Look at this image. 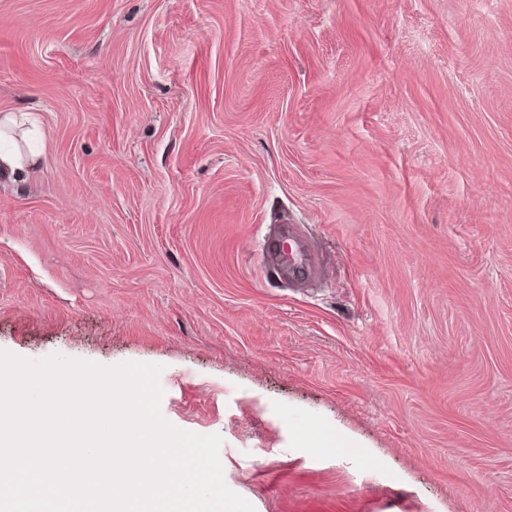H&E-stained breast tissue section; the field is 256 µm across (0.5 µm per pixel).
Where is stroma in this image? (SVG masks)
Listing matches in <instances>:
<instances>
[{"mask_svg":"<svg viewBox=\"0 0 512 512\" xmlns=\"http://www.w3.org/2000/svg\"><path fill=\"white\" fill-rule=\"evenodd\" d=\"M18 109L0 349L162 365L255 512H512V0H0ZM39 132L34 112L0 113V179L11 183H25L41 164V153L25 150L22 141L28 134ZM10 142L12 147L3 146ZM288 240H278L270 243V249L284 258L286 270L291 279L303 280L309 277L315 270V263L310 249L305 246L300 237L291 229L288 236L283 237ZM282 242L288 244V257L283 256ZM300 441L306 448L319 452L330 451L333 448V438L328 429L319 422H311L300 434Z\"/></svg>","mask_w":512,"mask_h":512,"instance_id":"obj_1","label":"stroma"}]
</instances>
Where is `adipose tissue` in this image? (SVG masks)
<instances>
[{
    "instance_id": "obj_1",
    "label": "adipose tissue",
    "mask_w": 512,
    "mask_h": 512,
    "mask_svg": "<svg viewBox=\"0 0 512 512\" xmlns=\"http://www.w3.org/2000/svg\"><path fill=\"white\" fill-rule=\"evenodd\" d=\"M38 131V118L34 113H0V179L22 184L40 166V153L23 146L26 135Z\"/></svg>"
}]
</instances>
